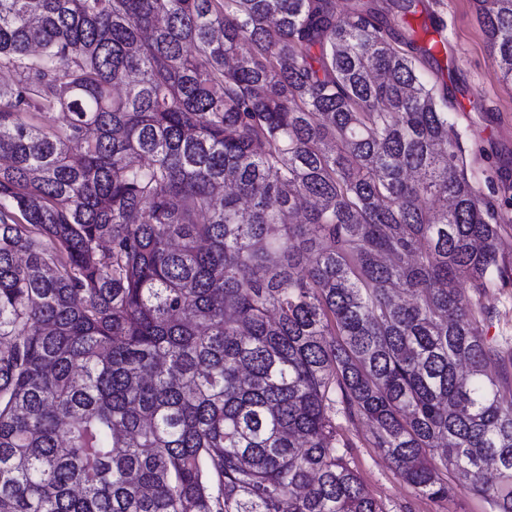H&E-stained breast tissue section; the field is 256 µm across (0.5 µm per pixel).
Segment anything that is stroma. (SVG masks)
I'll return each instance as SVG.
<instances>
[{
  "label": "stroma",
  "mask_w": 512,
  "mask_h": 512,
  "mask_svg": "<svg viewBox=\"0 0 512 512\" xmlns=\"http://www.w3.org/2000/svg\"><path fill=\"white\" fill-rule=\"evenodd\" d=\"M427 7L428 14L412 20L418 39L428 42L422 28L432 14L446 25L448 49L426 63L425 71L447 84L457 105L452 121L462 135L475 186L504 197L512 187V86L499 78L474 0H428ZM483 301L494 310L493 318L481 325L484 337L512 350V288L490 289ZM336 434L350 466L383 512H491L486 501L473 495L457 492L432 499L419 494L371 445L369 421L337 415Z\"/></svg>",
  "instance_id": "35a3bbf8"
}]
</instances>
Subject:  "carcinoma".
<instances>
[{
  "label": "carcinoma",
  "mask_w": 512,
  "mask_h": 512,
  "mask_svg": "<svg viewBox=\"0 0 512 512\" xmlns=\"http://www.w3.org/2000/svg\"><path fill=\"white\" fill-rule=\"evenodd\" d=\"M421 4L0 0V512H381L338 401L512 512V356L460 289L512 266Z\"/></svg>",
  "instance_id": "cac0c4a2"
}]
</instances>
